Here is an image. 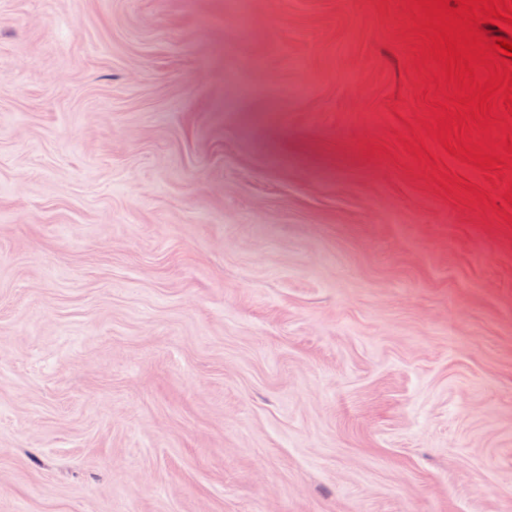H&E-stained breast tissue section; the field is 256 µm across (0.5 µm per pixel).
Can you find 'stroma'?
I'll return each instance as SVG.
<instances>
[{
	"label": "stroma",
	"mask_w": 512,
	"mask_h": 512,
	"mask_svg": "<svg viewBox=\"0 0 512 512\" xmlns=\"http://www.w3.org/2000/svg\"><path fill=\"white\" fill-rule=\"evenodd\" d=\"M417 15L0 0V512H512V169Z\"/></svg>",
	"instance_id": "obj_1"
}]
</instances>
